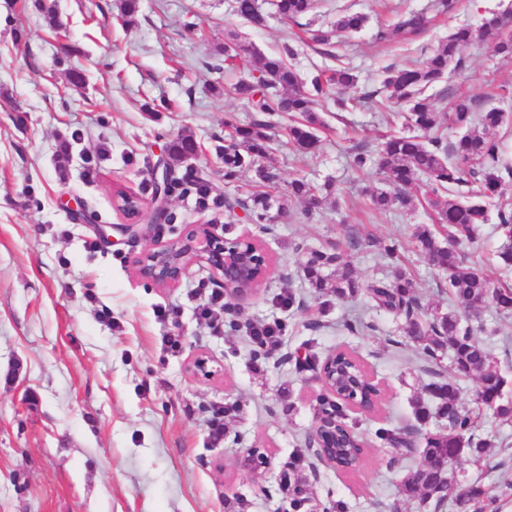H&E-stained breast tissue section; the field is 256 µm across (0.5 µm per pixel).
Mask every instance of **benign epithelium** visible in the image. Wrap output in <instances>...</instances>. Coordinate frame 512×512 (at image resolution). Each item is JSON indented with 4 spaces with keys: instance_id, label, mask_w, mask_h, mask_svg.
Wrapping results in <instances>:
<instances>
[{
    "instance_id": "benign-epithelium-1",
    "label": "benign epithelium",
    "mask_w": 512,
    "mask_h": 512,
    "mask_svg": "<svg viewBox=\"0 0 512 512\" xmlns=\"http://www.w3.org/2000/svg\"><path fill=\"white\" fill-rule=\"evenodd\" d=\"M151 178L155 186L151 204L123 188L113 190L115 209L127 220L123 230L132 238L141 233V225L159 224L166 217L164 188L167 173L156 167ZM193 261H204L215 269L218 283L224 288V299L230 307L252 297L256 290L245 288L243 284L265 279L269 270L267 258L252 242L247 241L241 247L237 241L224 239L216 225L198 224L138 260V274L157 287H167L178 282ZM269 465L268 456L255 448L248 449L241 461V467L249 471Z\"/></svg>"
}]
</instances>
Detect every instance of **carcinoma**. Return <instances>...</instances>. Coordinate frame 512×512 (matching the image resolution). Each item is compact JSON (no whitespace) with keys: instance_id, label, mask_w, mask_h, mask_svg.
Segmentation results:
<instances>
[{"instance_id":"cac0c4a2","label":"carcinoma","mask_w":512,"mask_h":512,"mask_svg":"<svg viewBox=\"0 0 512 512\" xmlns=\"http://www.w3.org/2000/svg\"><path fill=\"white\" fill-rule=\"evenodd\" d=\"M273 6L282 19L295 21L312 12L316 0H273ZM233 8L251 26L266 25V15L258 0H234ZM365 23L364 15L345 12L329 29H306L303 41L325 47L323 54L330 57L333 38L356 33ZM427 24L425 15L410 13L379 31L378 38L393 41L407 33L421 31ZM476 37L471 28L459 27L422 65L385 69L380 87L366 92L364 98L382 95L401 108L399 116L413 134L386 136L373 148L360 146L350 159L353 170L364 171L374 166L382 175V183L393 187L389 191L377 186L371 191L372 208L378 211L414 208L413 186L419 177L427 178L423 199L434 214L433 223L419 226L416 240L432 266L448 273V312H429L420 306L416 283L399 263L394 244L377 245L380 257L389 260L395 268L391 281L362 280L339 267L328 273L326 269L340 263V255L297 249L301 253L300 270L324 305H329L327 298L332 296L339 300L365 295L372 307L405 317L409 335L417 337L424 354L434 362L426 391L435 410L418 400L414 404V417L425 423L434 414L447 422L446 430L421 437L416 436L413 429L385 430L379 432V436L398 452H410L417 441H422L424 463L405 473L402 490L408 497L419 499L424 507L439 509L449 502L455 512H487L512 489L510 483L463 486L454 468L436 474L429 467L434 457L455 460L466 457L474 466L484 462L494 441L478 434L483 411H492L503 424L512 423V398L504 393L506 380L494 366L493 349L475 337L476 328L467 322L470 313L484 308L503 314L512 311V288L495 285L490 276L477 267L463 268L466 256L460 249L462 245L477 241L480 228L489 223L493 208L497 230L505 239L498 251L499 264L505 269L512 267V200L502 194L503 185L512 182V166L501 160L500 141L486 134L489 129L507 124L508 117L497 107L476 112L472 99L460 97L454 101L453 111L448 113L449 127L460 131V135L449 143L437 123L434 102L426 95L430 86L448 75L450 67L461 66L460 48ZM294 54L290 42L274 56H266L245 43L224 45V66H234L241 61L254 63L256 74L234 84L232 93L257 112L242 125L229 118L224 120V126L233 128L232 133L224 136V183L238 181L246 166L255 168L261 183L277 181L274 169L259 164V160L268 155V132L275 113H288V142L302 153H311L319 144L315 130L321 121L313 110L317 101L330 98L336 111L349 109L351 100L341 96V90L357 84L358 76L354 71L338 67L318 71L305 80L288 64V57ZM195 151L196 142L188 136H180L170 145L171 156L177 161ZM319 194L320 190L301 179L293 180L288 188V197L305 203L307 215L319 206ZM275 204L277 201L265 193L254 194L249 220L254 224L267 223ZM341 364L359 378L355 393L360 402L370 403L374 390L362 380L359 361L338 349L336 365ZM462 377L476 381L475 408L470 410L463 409L459 402L458 379ZM338 432L344 447L328 448L326 452L336 455L337 467L352 471L361 465L364 449L358 446L359 437L352 429L340 427ZM309 503L306 479L299 474L288 484L289 509L305 512V505Z\"/></svg>"}]
</instances>
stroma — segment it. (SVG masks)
Segmentation results:
<instances>
[{
  "label": "stroma",
  "instance_id": "obj_1",
  "mask_svg": "<svg viewBox=\"0 0 512 512\" xmlns=\"http://www.w3.org/2000/svg\"><path fill=\"white\" fill-rule=\"evenodd\" d=\"M47 17L36 0H0V512H288L284 489L297 448L311 434L321 382L297 372L287 352L311 343L318 356L355 351L384 392L371 413L348 410L366 445L362 466L342 473L302 469L316 501L340 500L347 512H422L400 481L421 455L394 459L376 437L380 428L415 426L413 403L425 395L428 364L404 320L368 308L364 298L332 301L323 309L298 269V249L341 253L363 279L391 275L374 240L399 244L417 282L423 307L447 311L445 273L415 247L417 226L432 221L428 206L399 212L369 207L366 186L376 171L356 173L349 157L360 145L402 132L397 109L383 97L365 99L382 70L424 62L457 27L480 28L485 18L512 11V0H458L443 13L436 0H322L302 24L329 26L338 10L366 16L358 33L339 39L332 56L297 44L293 64L303 76L349 66L359 81L344 90L354 106L336 111L317 104L324 125L315 154L297 156L282 129L272 130L269 165L284 203L274 223L252 224L242 208L201 209L195 193L167 197L171 221L124 235L125 219L112 203L114 187L150 199V172L168 162L170 142L189 135L198 156L176 164L212 196L248 201L256 178L244 171L224 182V121L248 122L249 107L229 87L250 68L208 70L228 34L261 52L278 51L302 24L274 16L255 28L232 10L233 0H140L135 25L118 20L120 0H54ZM430 26L402 42L377 33L409 12ZM192 27H185V20ZM27 37L15 41V28ZM487 35L461 48V69L430 87L438 112L455 96L496 92L495 104L512 114V59ZM85 80L74 87L71 70ZM168 107L153 111L154 103ZM94 176H87L88 165ZM301 178L331 183L330 199L311 215L289 200L288 184ZM196 224L217 225L229 239L254 238L270 261L257 295L218 314V328L199 316V283L214 284L204 262L189 266L179 283L162 289L144 281L135 263ZM300 306H282L286 294ZM112 312L103 322L101 310ZM360 314L368 328L352 335L345 316ZM286 326L270 355L250 354L249 329ZM179 341L170 348L169 338ZM213 355L217 375L188 370L191 355ZM222 416L223 433L212 421ZM482 436L506 440L476 468L459 461L462 481L494 484L512 479V426L487 420ZM265 449L271 464L253 474L239 465L247 449Z\"/></svg>",
  "mask_w": 512,
  "mask_h": 512
}]
</instances>
